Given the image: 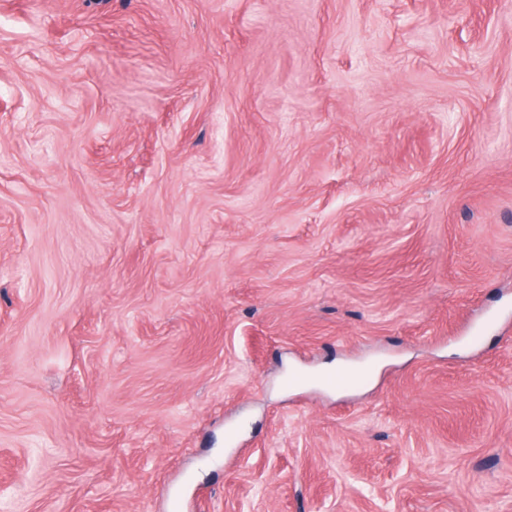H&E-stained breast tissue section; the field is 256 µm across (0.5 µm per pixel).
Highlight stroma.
I'll list each match as a JSON object with an SVG mask.
<instances>
[{
  "label": "stroma",
  "mask_w": 512,
  "mask_h": 512,
  "mask_svg": "<svg viewBox=\"0 0 512 512\" xmlns=\"http://www.w3.org/2000/svg\"><path fill=\"white\" fill-rule=\"evenodd\" d=\"M0 512H512V0H0Z\"/></svg>",
  "instance_id": "35a3bbf8"
}]
</instances>
